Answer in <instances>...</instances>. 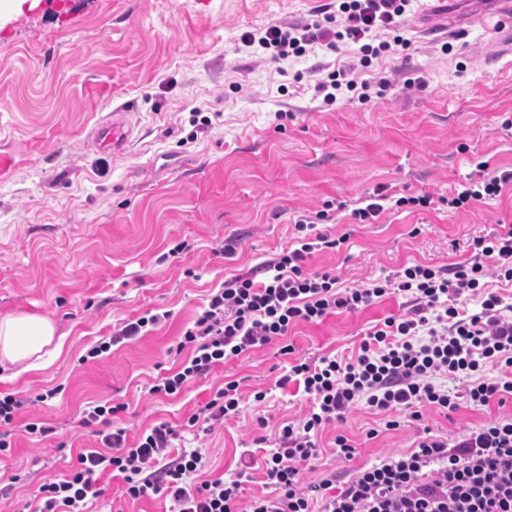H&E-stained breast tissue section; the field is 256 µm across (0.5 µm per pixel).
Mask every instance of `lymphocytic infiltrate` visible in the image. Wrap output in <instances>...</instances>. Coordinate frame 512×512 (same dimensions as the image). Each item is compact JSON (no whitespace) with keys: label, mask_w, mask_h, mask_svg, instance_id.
Masks as SVG:
<instances>
[{"label":"lymphocytic infiltrate","mask_w":512,"mask_h":512,"mask_svg":"<svg viewBox=\"0 0 512 512\" xmlns=\"http://www.w3.org/2000/svg\"><path fill=\"white\" fill-rule=\"evenodd\" d=\"M413 0H338L335 25L316 20L304 26L271 25L240 35L237 48L284 64L316 47L358 48V65L332 70L315 85L325 104L355 93L370 99L368 81L353 77L373 57L391 47H408L400 34ZM394 31L393 40L373 42L374 34ZM512 187V172L480 176L449 198V208L501 196ZM298 220L291 248L261 265L259 271L233 276L213 289L207 306L183 333L188 355L149 389L175 397L192 382L208 377L217 366L287 336L299 323L316 324L339 312H355L394 294L406 298L407 314L387 318L370 332L351 359L323 356L317 363L293 358L276 382L302 386L313 406L300 420L284 424L275 448L266 450L263 474L271 492L242 506L253 457L241 458L229 476L200 479L206 458L200 450L172 453L176 436L168 423L128 440L113 428L122 405L98 404L84 411L81 424L96 428L100 448L79 454L56 481L42 484L34 503L21 512H93L103 496V475L121 479L131 500L165 495L167 512H512V418L497 417L448 440L433 436L424 412L457 411L461 404L479 409L512 400V305L488 287V279L512 283V227L474 243V254L452 267L416 264L359 286L340 287L330 273L304 268L314 253L337 247L338 239L317 231L325 220ZM474 302L459 311V300ZM498 371L487 375L488 368ZM464 381L463 391L451 382ZM238 381L226 382L201 413L188 417V428L214 430L238 415ZM385 414L386 429L421 425L412 451L362 468L344 483L335 473L319 481L302 477L303 464L319 455L318 435L345 420L357 406Z\"/></svg>","instance_id":"f902f5d3"}]
</instances>
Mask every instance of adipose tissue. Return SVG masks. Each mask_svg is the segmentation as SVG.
I'll list each match as a JSON object with an SVG mask.
<instances>
[{"mask_svg":"<svg viewBox=\"0 0 512 512\" xmlns=\"http://www.w3.org/2000/svg\"><path fill=\"white\" fill-rule=\"evenodd\" d=\"M60 349L47 318L28 314L0 318V363H25L37 369L50 362Z\"/></svg>","mask_w":512,"mask_h":512,"instance_id":"ef3b65f1","label":"adipose tissue"}]
</instances>
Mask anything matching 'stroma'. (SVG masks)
Here are the masks:
<instances>
[{"instance_id":"35a3bbf8","label":"stroma","mask_w":512,"mask_h":512,"mask_svg":"<svg viewBox=\"0 0 512 512\" xmlns=\"http://www.w3.org/2000/svg\"><path fill=\"white\" fill-rule=\"evenodd\" d=\"M496 8L495 0H418L403 32L410 46L361 73L372 83L370 101L343 96L330 105L314 86L328 68L352 62L353 47L315 49L281 69L238 51L237 40L335 15L336 0H22L0 16V317H45L62 338L45 367L0 365V393L35 400L0 453V477L15 480L0 512H17L79 452L97 448L80 424L95 404H127L114 423L132 438L160 422L180 425L236 380L240 414L212 432L185 434L182 445L201 449L210 477L233 472L256 437L274 447L278 427L312 405L296 385L276 386L291 357H355L377 324L406 312L404 298L299 324L285 342L225 362L176 398L149 389L175 361L207 291L282 252L297 220L328 212L322 232L346 241L307 268L346 286L415 264L465 262L475 240L512 225V190L453 210L406 202L461 191L482 162L512 169V51L485 54L497 33L484 20ZM450 13L477 22L450 31L442 24ZM118 107L131 111L134 132L115 156L87 135ZM199 114L209 125L196 123ZM380 186L388 198L377 222L352 223ZM150 310L172 316L89 357L115 325ZM286 343L294 356L282 354ZM258 390L264 402H254ZM510 414L512 402L425 418L433 435L452 437ZM32 420L48 434L26 433ZM417 433L381 430L379 415L356 407L320 434L321 454L304 478L351 476L410 451ZM340 434L355 448L352 459L336 453ZM102 483L99 512L168 508L161 496H123L121 480Z\"/></svg>"}]
</instances>
